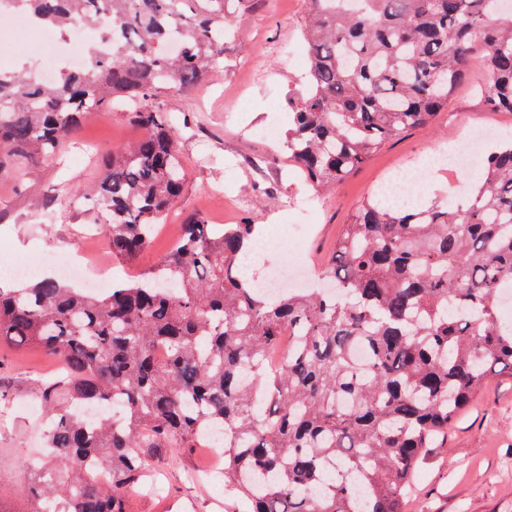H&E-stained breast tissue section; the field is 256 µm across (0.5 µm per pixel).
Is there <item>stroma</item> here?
<instances>
[{"instance_id": "1", "label": "stroma", "mask_w": 512, "mask_h": 512, "mask_svg": "<svg viewBox=\"0 0 512 512\" xmlns=\"http://www.w3.org/2000/svg\"><path fill=\"white\" fill-rule=\"evenodd\" d=\"M306 11L307 0H254L250 11L232 10L239 47L192 90L165 89L152 96L160 112L188 122L179 137L186 180L140 257L117 260L102 241L82 240L95 223L83 190L100 180L108 152L138 135L121 103L89 113L55 156L0 176V251L16 262L47 263L82 252L88 263L110 262L113 278L122 279L154 264L171 248L179 224L200 213L212 224L247 219L255 224L260 244L253 249L251 272L256 276L305 255L320 266L342 225L377 185L424 166L433 149L454 146L468 124L512 132V112L489 109L474 87L481 67L472 64L473 83L450 94L432 129L386 145L326 194L324 203H316L283 146L289 99L304 89L305 69L293 59L304 54L300 22ZM470 174L467 165L452 175L435 174L406 188L399 202L465 205ZM53 367L52 359L34 350H0V512H27L25 465L43 445L41 416L30 402L38 380ZM150 457L165 497L133 494L131 512H246V501L225 492L223 484L189 478L197 469L223 467V457L203 448H157ZM406 512H512V375H493L447 438L428 450L417 466Z\"/></svg>"}]
</instances>
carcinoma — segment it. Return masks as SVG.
<instances>
[{
    "label": "carcinoma",
    "instance_id": "carcinoma-1",
    "mask_svg": "<svg viewBox=\"0 0 512 512\" xmlns=\"http://www.w3.org/2000/svg\"><path fill=\"white\" fill-rule=\"evenodd\" d=\"M251 0H0L67 33L100 31L89 64L35 86L0 71V174L51 157L91 110L133 104L139 135L109 152L84 192L112 257L153 242L183 185L180 129L151 108L187 90L235 39L229 3ZM305 89L290 101L288 151L307 180L338 188L385 145L432 128L482 64L479 90L512 112V10L503 0H307ZM255 225L213 231L193 216L146 272L91 295L50 276L0 288V344L39 347L63 375L42 381L47 461L30 512H130L146 448H198L221 431L224 490L253 512H404L426 449L499 369L512 371V141L487 148L464 207L397 209L376 192L323 267L331 293L269 296L244 280ZM293 337L283 364L268 351ZM162 345L167 360H156ZM97 410L88 424L75 415ZM106 467L112 483L97 484Z\"/></svg>",
    "mask_w": 512,
    "mask_h": 512
}]
</instances>
